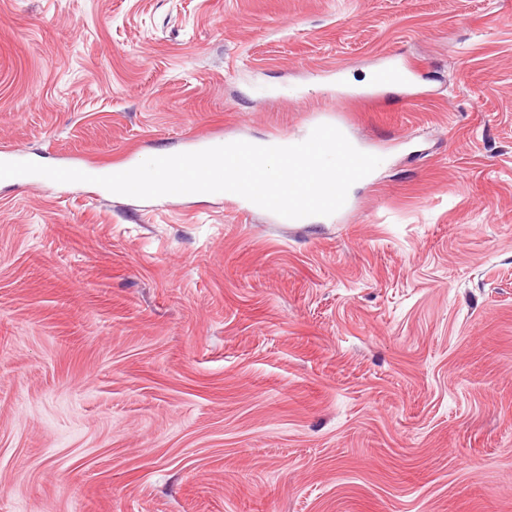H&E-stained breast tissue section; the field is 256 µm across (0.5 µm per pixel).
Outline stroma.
Returning <instances> with one entry per match:
<instances>
[{
    "instance_id": "stroma-1",
    "label": "stroma",
    "mask_w": 512,
    "mask_h": 512,
    "mask_svg": "<svg viewBox=\"0 0 512 512\" xmlns=\"http://www.w3.org/2000/svg\"><path fill=\"white\" fill-rule=\"evenodd\" d=\"M322 112L386 156L337 218L0 184V512H512V0H0L31 161ZM371 87L375 92L388 87H398L406 91L408 98H413L415 93L410 92L415 81L409 66L398 59V55H390L378 64L371 76Z\"/></svg>"
}]
</instances>
